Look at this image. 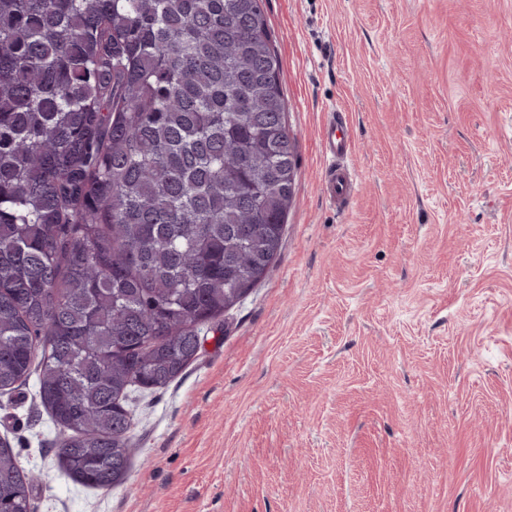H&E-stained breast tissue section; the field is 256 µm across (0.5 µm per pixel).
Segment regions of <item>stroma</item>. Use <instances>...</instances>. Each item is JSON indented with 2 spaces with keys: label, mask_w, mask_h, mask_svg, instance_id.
Segmentation results:
<instances>
[{
  "label": "stroma",
  "mask_w": 512,
  "mask_h": 512,
  "mask_svg": "<svg viewBox=\"0 0 512 512\" xmlns=\"http://www.w3.org/2000/svg\"><path fill=\"white\" fill-rule=\"evenodd\" d=\"M297 140L264 279L132 397V467H59L0 393L31 512H512V0H264ZM342 115L353 195L329 201Z\"/></svg>",
  "instance_id": "stroma-1"
}]
</instances>
